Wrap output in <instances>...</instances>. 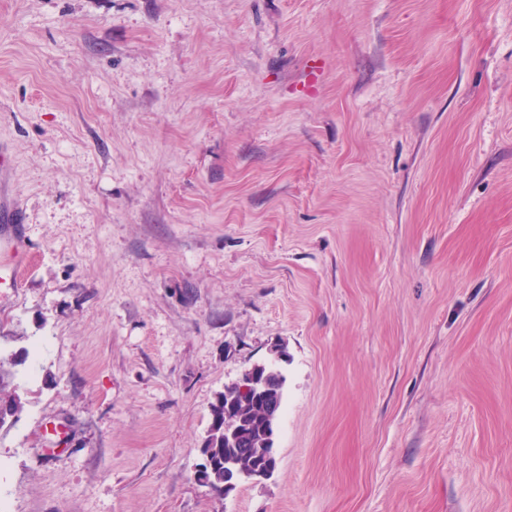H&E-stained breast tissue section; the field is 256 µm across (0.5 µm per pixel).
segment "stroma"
<instances>
[{
  "instance_id": "obj_1",
  "label": "stroma",
  "mask_w": 512,
  "mask_h": 512,
  "mask_svg": "<svg viewBox=\"0 0 512 512\" xmlns=\"http://www.w3.org/2000/svg\"><path fill=\"white\" fill-rule=\"evenodd\" d=\"M0 142L11 512H512V0H0ZM0 223L3 224V234L0 227V280L14 281L15 288L19 286L17 273L29 261L28 250L20 225L24 224L22 210L14 203L0 201ZM13 374L4 368V361L0 358V405L16 408L18 405L24 407L22 399L11 388ZM259 375L266 379L268 392L266 397L279 405V414L282 408L283 387L285 378L273 365H259ZM269 419L266 403L260 397L241 393L232 384L226 386L224 392L217 395L211 405V428L206 445L202 452L208 458V465L204 456L200 471L204 485L219 495H227L241 482H258L268 477L276 468V456L272 459L267 470L260 473L240 472L232 474L233 481L228 483L229 489L224 494V471L232 463L237 469L254 471L265 469L268 465L267 453L274 448V425L279 417ZM224 421L235 423L239 429V439L232 446L224 445V435L231 437L235 428Z\"/></svg>"
}]
</instances>
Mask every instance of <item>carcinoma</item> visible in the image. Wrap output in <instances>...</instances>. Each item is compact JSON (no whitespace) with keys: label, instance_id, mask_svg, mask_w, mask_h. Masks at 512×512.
I'll list each match as a JSON object with an SVG mask.
<instances>
[{"label":"carcinoma","instance_id":"obj_1","mask_svg":"<svg viewBox=\"0 0 512 512\" xmlns=\"http://www.w3.org/2000/svg\"><path fill=\"white\" fill-rule=\"evenodd\" d=\"M259 375L268 384L267 399L282 404L285 378L272 365L259 366ZM13 374L0 360V405L15 408L23 405L15 389L11 388ZM211 428L203 454L208 458L202 479L205 486L224 494V471L228 464L237 469L254 471L268 465L267 453L274 447L276 419L269 418L266 403L259 397L242 393L235 386L225 387L211 405ZM238 426L239 439L232 446L224 445V423Z\"/></svg>","mask_w":512,"mask_h":512}]
</instances>
